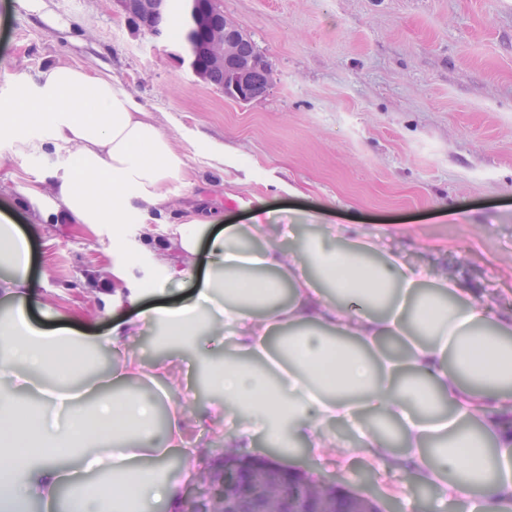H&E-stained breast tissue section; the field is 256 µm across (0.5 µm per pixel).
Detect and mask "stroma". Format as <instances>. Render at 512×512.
<instances>
[{"mask_svg":"<svg viewBox=\"0 0 512 512\" xmlns=\"http://www.w3.org/2000/svg\"><path fill=\"white\" fill-rule=\"evenodd\" d=\"M272 65L261 97L241 103L201 83L179 39L134 32L112 0H0V97L65 63L112 77L184 154L165 221L112 227L40 223L47 198L23 199L43 160L0 140V211L34 248L42 327L95 339L133 317L112 291L162 276L181 205L211 198L227 224L257 202L298 208L385 237L406 264L443 256L485 303L512 293V0H222ZM458 210L464 222L447 214ZM350 488L382 512H436L435 491L366 469Z\"/></svg>","mask_w":512,"mask_h":512,"instance_id":"obj_1","label":"stroma"}]
</instances>
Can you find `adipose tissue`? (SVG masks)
<instances>
[{
  "instance_id": "1",
  "label": "adipose tissue",
  "mask_w": 512,
  "mask_h": 512,
  "mask_svg": "<svg viewBox=\"0 0 512 512\" xmlns=\"http://www.w3.org/2000/svg\"><path fill=\"white\" fill-rule=\"evenodd\" d=\"M2 137L46 157L69 150L70 165L45 164L26 196L50 188L47 222L111 225L117 247L123 224L149 223L186 173L184 155L130 93L72 65L16 82L0 100ZM183 217L188 232L166 280L201 269L194 298L166 303V281L113 289L116 303L151 295L160 304L113 326L104 343L118 361L91 374L84 336L32 322V246L0 213V512L33 502L53 512L63 489L65 512H149L156 502L176 512L209 464L184 441L176 409L202 387L214 397L213 431L237 453L262 440L281 465L301 452L319 467L337 426L358 445L342 467L357 456L434 487L440 503L512 512V436L489 416L512 412V313L466 295L447 267L407 266L382 236L308 213L266 243L271 212L261 203L246 224L222 223L199 200ZM306 223L318 232L299 234ZM144 324L179 346L199 388L161 358L154 393L132 391L127 344ZM25 391L36 403L20 401ZM175 451L183 463L171 475L163 464Z\"/></svg>"
}]
</instances>
